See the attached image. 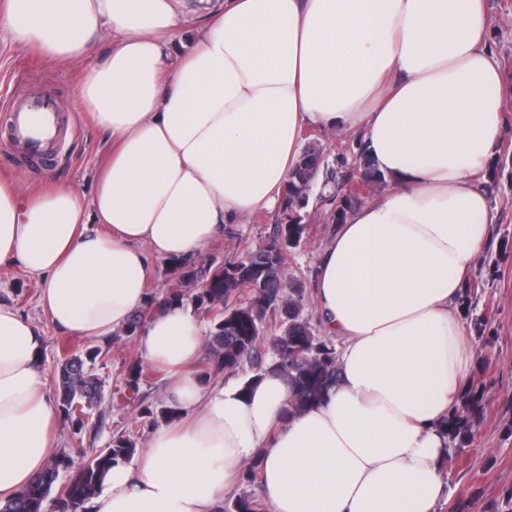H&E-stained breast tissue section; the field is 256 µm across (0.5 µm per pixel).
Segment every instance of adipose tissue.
Here are the masks:
<instances>
[{"instance_id": "1", "label": "adipose tissue", "mask_w": 512, "mask_h": 512, "mask_svg": "<svg viewBox=\"0 0 512 512\" xmlns=\"http://www.w3.org/2000/svg\"><path fill=\"white\" fill-rule=\"evenodd\" d=\"M1 29L83 65L82 107L106 144L88 191L0 175V271L37 276L69 334L111 336L144 306L154 260L202 258L228 225L276 210L304 130L358 133L390 183L317 269L341 372L328 396L290 416L280 372L203 384L187 370L203 322L164 309L138 342L185 420L112 467L92 512H220L254 461L270 512H437L441 423L470 360L453 304L488 239L476 180L503 124L486 0H0ZM42 346L0 305V505L58 451Z\"/></svg>"}]
</instances>
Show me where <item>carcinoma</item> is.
I'll return each instance as SVG.
<instances>
[{
    "instance_id": "carcinoma-1",
    "label": "carcinoma",
    "mask_w": 512,
    "mask_h": 512,
    "mask_svg": "<svg viewBox=\"0 0 512 512\" xmlns=\"http://www.w3.org/2000/svg\"><path fill=\"white\" fill-rule=\"evenodd\" d=\"M306 141L283 191L275 216L273 235L266 248H251L232 257L216 256L203 262L174 264L175 278L198 284L192 291L167 288L147 293V301L128 326L114 334L106 345L88 344L62 361L52 375L60 413L73 425L72 443L47 465L44 473L17 498L0 507V512H54L82 508L95 494L116 463L129 461L138 452L141 435L126 429L112 435L107 446L88 449L83 434L93 412L104 399L105 381L94 368L108 353L111 341H135L147 318L172 305L191 303L194 311L209 322L208 359L197 370L204 382L221 372H235L250 365L247 383L257 381L266 371L277 369L291 385L288 413L311 408L328 395L339 377L336 347L322 336L304 316L310 300L305 275H288L295 251L308 233L305 221L321 211L333 224L344 223L348 213L363 204L364 197L378 191L387 180L362 148L346 144L344 153L353 157L360 178L344 170L325 166L324 149L316 134L304 132ZM152 368L138 353L125 360L123 387L118 394L134 399ZM485 384L470 380L456 409L445 422L448 463L466 452L474 441L484 415ZM172 406L140 402V422L152 427L179 417ZM68 472L59 482L60 471ZM221 512H267L260 499L240 495L224 502Z\"/></svg>"
}]
</instances>
